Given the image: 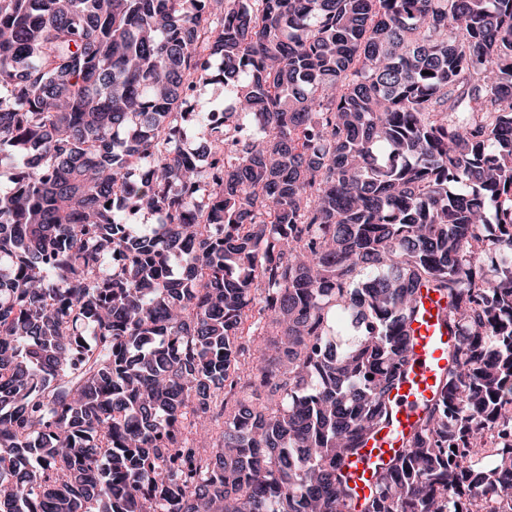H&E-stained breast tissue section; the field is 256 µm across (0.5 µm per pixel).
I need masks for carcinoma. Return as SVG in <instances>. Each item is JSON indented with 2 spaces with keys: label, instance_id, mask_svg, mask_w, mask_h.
Masks as SVG:
<instances>
[{
  "label": "carcinoma",
  "instance_id": "1",
  "mask_svg": "<svg viewBox=\"0 0 512 512\" xmlns=\"http://www.w3.org/2000/svg\"><path fill=\"white\" fill-rule=\"evenodd\" d=\"M2 165L0 512H352L424 283L370 512H512V0H0ZM409 334L412 358L389 396L387 418L365 436L342 469L354 512L368 510L378 476L405 451L407 439L440 396L457 345L454 328L448 324L446 294L432 287L419 288Z\"/></svg>",
  "mask_w": 512,
  "mask_h": 512
}]
</instances>
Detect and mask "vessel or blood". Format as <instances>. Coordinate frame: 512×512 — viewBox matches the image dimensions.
Returning a JSON list of instances; mask_svg holds the SVG:
<instances>
[{"mask_svg": "<svg viewBox=\"0 0 512 512\" xmlns=\"http://www.w3.org/2000/svg\"><path fill=\"white\" fill-rule=\"evenodd\" d=\"M409 334L412 358L389 396L387 418L365 436L342 469L351 489L353 512H367L379 475L405 451L408 438L440 396L457 345L448 323L446 294L427 286L419 289Z\"/></svg>", "mask_w": 512, "mask_h": 512, "instance_id": "b4317fda", "label": "vessel or blood"}]
</instances>
